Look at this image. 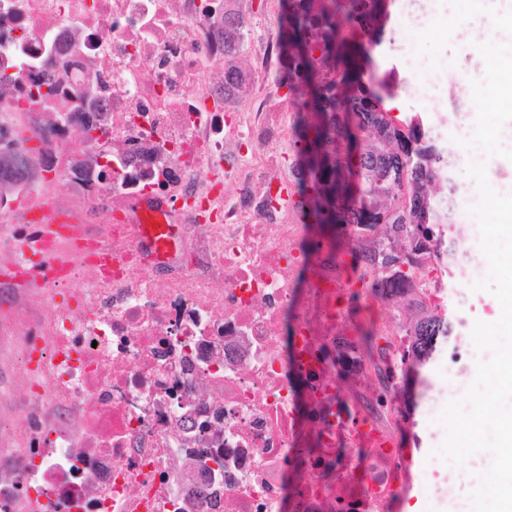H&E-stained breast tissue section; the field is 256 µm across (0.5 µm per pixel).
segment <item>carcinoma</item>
Wrapping results in <instances>:
<instances>
[{"instance_id":"obj_1","label":"carcinoma","mask_w":512,"mask_h":512,"mask_svg":"<svg viewBox=\"0 0 512 512\" xmlns=\"http://www.w3.org/2000/svg\"><path fill=\"white\" fill-rule=\"evenodd\" d=\"M387 9L385 0H282L280 37L283 84L306 113L295 126V205L334 251L344 247L349 227L368 234L351 257L375 272L360 290L373 297L386 288L409 293L431 255L446 256L459 244L445 239L456 204L453 150L420 114H390L385 100L394 90L375 75L371 52L385 41ZM243 28L241 15L224 18L228 51ZM243 80L236 65L224 67L225 104ZM28 171V155L0 151V184ZM453 332L452 320L430 311L406 330L412 340L401 364L425 362L437 339ZM192 462L204 473L224 469L218 454L203 452Z\"/></svg>"}]
</instances>
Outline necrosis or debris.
I'll use <instances>...</instances> for the list:
<instances>
[{
	"label": "necrosis or debris",
	"mask_w": 512,
	"mask_h": 512,
	"mask_svg": "<svg viewBox=\"0 0 512 512\" xmlns=\"http://www.w3.org/2000/svg\"><path fill=\"white\" fill-rule=\"evenodd\" d=\"M226 0H0V129L45 141L39 175L0 209V507L7 512H391L413 481L393 313L354 299L359 272L312 247L283 203L277 112H228L212 81ZM67 61L55 94L46 56ZM94 104L96 130L80 112ZM112 224L92 228L91 204ZM63 231L30 248L29 213ZM172 225L159 252L139 227ZM112 262L100 266L93 255ZM311 275L305 292L298 272ZM439 365L456 393L486 351ZM384 339L378 354L362 330ZM22 336V353L11 339ZM307 383L297 396L295 377ZM210 421L218 436L202 433ZM224 470L188 469L197 451ZM485 454L443 463L434 504L471 512Z\"/></svg>",
	"instance_id": "4bbe7bcc"
}]
</instances>
